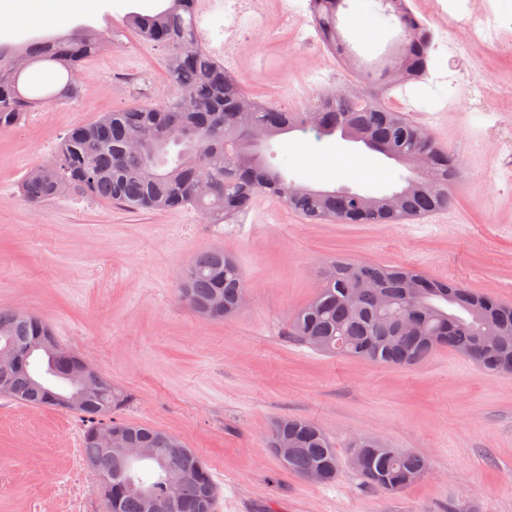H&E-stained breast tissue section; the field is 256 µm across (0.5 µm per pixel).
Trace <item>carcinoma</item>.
Wrapping results in <instances>:
<instances>
[{"label":"carcinoma","instance_id":"cac0c4a2","mask_svg":"<svg viewBox=\"0 0 512 512\" xmlns=\"http://www.w3.org/2000/svg\"><path fill=\"white\" fill-rule=\"evenodd\" d=\"M196 0H164L153 14H131L130 27L137 37L166 51V65L174 95L156 103L134 105L103 113L90 124L78 125L63 137L55 157L31 169L21 180L22 195L41 204L60 194L75 193L110 201L133 210L173 211L192 207L210 224H222L231 216L251 209L260 193L284 202L307 222L336 221L344 224H396L448 208L450 178L457 161L438 148L428 132L383 106L370 89L334 90L320 96L304 113L283 112L255 101L244 92L240 80L224 70L195 41ZM347 0H310L315 23L329 47L343 55L349 47L338 29L339 8ZM381 14L404 30L395 52L383 64L391 69L425 74L428 71L431 30L418 34L417 25L401 4ZM105 48L102 35L90 25L79 24L69 33L33 36L21 44L0 43V130L16 127L46 99H74L82 88L76 72ZM292 131L312 132L316 137L337 133L374 143L391 159L407 164L406 186L390 195L367 196L346 190H320L286 180L264 155L268 142ZM146 138L143 155L127 152L132 135ZM261 137V148L247 145ZM241 144L226 153L227 145ZM244 284L238 264L221 249L198 255L190 265L180 293L187 305L211 319L237 315L236 301ZM417 312L424 330L405 331L400 322ZM289 335L311 349L330 355L368 359L408 367L438 348L465 356L491 374H512V305L470 292L458 285L427 278L409 270L378 265L330 266L317 296L293 317ZM54 336L40 317L0 309V342L10 343L25 355L23 368L0 397L33 407H55L36 374L47 378L64 374L63 364L43 352H28L42 338ZM123 398L107 380L86 390L71 410L85 422L82 446L87 463L97 472L101 487L112 489L118 512H215L217 487L208 466L195 453L177 456L171 447L173 434L110 417ZM111 427L123 432L133 445L155 449L147 462L129 464L119 450L100 447L94 432ZM294 433L302 447L288 457L289 471L304 478L315 469L341 465L326 434L301 417H283L272 424L273 433ZM360 451L369 466L359 471L365 484L377 493L408 487L407 476L423 473L424 456L398 448L381 450L362 442ZM178 482L173 507H166V485ZM146 486L157 494L150 506L139 494Z\"/></svg>","mask_w":512,"mask_h":512}]
</instances>
